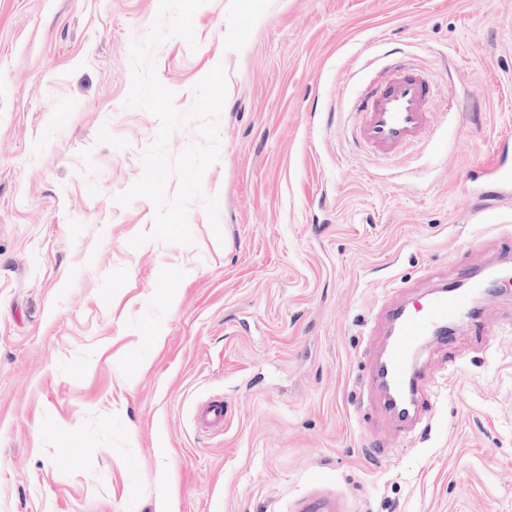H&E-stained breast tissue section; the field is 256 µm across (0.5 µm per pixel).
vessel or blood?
<instances>
[{
  "mask_svg": "<svg viewBox=\"0 0 512 512\" xmlns=\"http://www.w3.org/2000/svg\"><path fill=\"white\" fill-rule=\"evenodd\" d=\"M410 67L407 61L394 64L383 73L382 83L355 106L352 136L376 156L392 157L419 143L431 122L434 88L426 77L412 74ZM486 172L490 180L483 199L487 209L495 210L512 197V165L499 156ZM458 276L468 282V289L443 284L425 295L420 307L411 309L402 303L386 312L388 340L372 368L370 383L380 389L385 413L402 429L413 428L432 410L415 367L417 351L430 339L447 344V326L460 315L472 314L470 291L484 285L481 274L468 268H461ZM195 420L204 429L223 428V399L207 401Z\"/></svg>",
  "mask_w": 512,
  "mask_h": 512,
  "instance_id": "vessel-or-blood-1",
  "label": "vessel or blood"
}]
</instances>
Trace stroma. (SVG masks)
<instances>
[{
	"label": "stroma",
	"instance_id": "obj_1",
	"mask_svg": "<svg viewBox=\"0 0 512 512\" xmlns=\"http://www.w3.org/2000/svg\"><path fill=\"white\" fill-rule=\"evenodd\" d=\"M158 0H0V512H512V284L485 333L426 348L427 428L357 379L376 314L504 259L512 211L480 167L512 140V0H208L155 51L187 110L223 64L220 232L150 241L117 203L158 120L126 107ZM427 69L435 123L393 159L353 143L391 52ZM224 397V431L196 405Z\"/></svg>",
	"mask_w": 512,
	"mask_h": 512
}]
</instances>
